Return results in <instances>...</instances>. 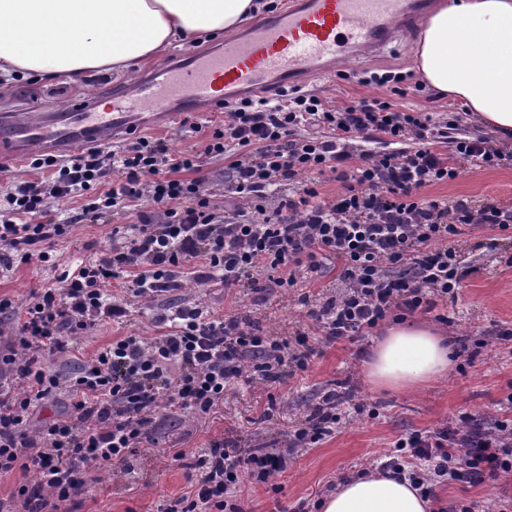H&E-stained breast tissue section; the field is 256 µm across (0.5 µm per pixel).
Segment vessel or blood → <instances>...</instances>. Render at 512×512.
Instances as JSON below:
<instances>
[{
    "instance_id": "vessel-or-blood-1",
    "label": "vessel or blood",
    "mask_w": 512,
    "mask_h": 512,
    "mask_svg": "<svg viewBox=\"0 0 512 512\" xmlns=\"http://www.w3.org/2000/svg\"><path fill=\"white\" fill-rule=\"evenodd\" d=\"M429 7V0H290L222 47L178 52L135 84L116 87L110 106L90 96L62 112L1 113L0 160L116 143L142 128L167 127L180 113L219 112L231 102L306 84L350 59L380 54Z\"/></svg>"
}]
</instances>
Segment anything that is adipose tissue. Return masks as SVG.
<instances>
[{
    "label": "adipose tissue",
    "instance_id": "adipose-tissue-1",
    "mask_svg": "<svg viewBox=\"0 0 512 512\" xmlns=\"http://www.w3.org/2000/svg\"><path fill=\"white\" fill-rule=\"evenodd\" d=\"M261 0H0V80L29 73L74 79L109 68L134 74L172 41L231 32ZM413 62L432 91L465 101L476 119L512 134V0H444L424 20ZM379 389L414 391L447 376L443 336L389 326L365 362ZM408 478L372 472L342 481L322 512H429Z\"/></svg>",
    "mask_w": 512,
    "mask_h": 512
}]
</instances>
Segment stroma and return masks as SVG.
I'll return each mask as SVG.
<instances>
[{
    "label": "stroma",
    "instance_id": "35a3bbf8",
    "mask_svg": "<svg viewBox=\"0 0 512 512\" xmlns=\"http://www.w3.org/2000/svg\"><path fill=\"white\" fill-rule=\"evenodd\" d=\"M414 43V37H402L365 63L351 61L342 65L341 76L315 78L307 88L335 106L362 98H382L405 108L447 111L448 99L421 87L418 77H411L415 89L403 97L363 81L368 71L409 72ZM128 81V76L98 70L75 82L19 75L0 88V112H56L68 99L88 94L102 96ZM197 121L200 130L176 121L161 136L172 150L203 151L213 128L223 124L224 115L208 112L198 116ZM422 194L450 200L494 197L512 202V164L468 167L457 179L424 188ZM135 220L136 211L130 209L95 223L74 224L67 236L57 240L51 262L33 261L0 270V296L25 306L34 291L54 284L63 270L78 261L99 257L112 244L113 227ZM495 236L492 229L466 228L455 245L474 266V273L462 282L454 298L438 303L434 311L410 316L411 321L452 337L455 367L446 378L416 391L372 388L364 379L363 361L375 338L383 334L379 328L363 338L317 345L307 368L283 381L242 379L225 392L208 414L184 416L172 426L154 424L150 437L137 444L129 456L127 466L96 472L94 486L81 496L77 512H157L163 501L191 491L177 453H197L216 439L241 450L263 448L286 457V467L273 477L271 485L246 479L235 489L246 512H300L301 504L310 505L327 497L340 478L380 467L388 460L394 442L405 433L442 427L463 413L487 421L512 418V406L506 401L512 392V337L500 336L501 330H512V266L491 263L486 246ZM344 290V284L329 275L314 282H301L297 289L286 293L271 292L262 301L255 300L247 290L227 292L219 285L201 287L192 282L186 283L177 296L185 302L202 304L219 317L251 314L265 330L281 333L313 328L299 302L300 294L315 297ZM108 293L111 300L130 305L127 321L98 322L87 335L76 337L71 349L52 356L50 369L72 370L115 336L161 335L153 318L166 305V298L144 301L116 283ZM442 313L448 314V322L439 321ZM331 391L340 399L337 412L341 420L334 433L311 448L294 446L295 430ZM435 495L440 507L461 498L485 507L494 499L511 497L512 486L501 481L476 486L441 484Z\"/></svg>",
    "mask_w": 512,
    "mask_h": 512
}]
</instances>
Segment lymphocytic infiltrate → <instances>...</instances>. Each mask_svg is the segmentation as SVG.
<instances>
[{
    "instance_id": "lymphocytic-infiltrate-1",
    "label": "lymphocytic infiltrate",
    "mask_w": 512,
    "mask_h": 512,
    "mask_svg": "<svg viewBox=\"0 0 512 512\" xmlns=\"http://www.w3.org/2000/svg\"><path fill=\"white\" fill-rule=\"evenodd\" d=\"M456 109L437 113L398 108L379 98L332 107L299 88L276 101L244 100L224 108L202 154L173 151L141 136L121 153L106 147L67 160L42 155L32 169L54 173L51 187L25 182L0 208V267L49 261L70 220L58 218L47 196H89L81 219L100 221L114 207L142 198L151 207L131 225L113 227L121 246L64 270L55 285L34 292L24 311L0 297V315L17 319L16 335L0 340V476L34 474L0 499V512H61L88 492L91 474L125 462L153 423L158 404L173 414H204L243 373L277 382L288 364L305 369L313 353L266 333L250 315L217 317L200 305L168 306L156 321L165 334L118 336L78 369L50 370L52 356L98 321L130 315L107 300L106 287L123 280L133 297L152 299L192 279L202 287H246L262 295L337 272L346 294L300 302L325 341L366 336L388 314L429 311L472 273L448 241L467 224L512 229V206L494 198L474 202L421 197L422 188L459 177V161L495 167L512 152L483 137L460 134ZM310 127L299 135V127ZM381 139L387 152L348 166L351 140ZM225 157L224 192L247 208L217 212L195 173L202 157ZM120 179H113V172ZM340 182L336 197L322 183ZM67 394V408L35 435L25 428L34 408ZM336 397L325 395L294 432L309 447L331 436ZM384 470L407 474L421 496L449 481L473 486L512 476V419L476 427L461 415L443 427L406 434ZM280 453L240 451L212 441L193 455L187 477L193 494L167 501L161 512H244L227 500L242 476L268 482L284 468Z\"/></svg>"
}]
</instances>
